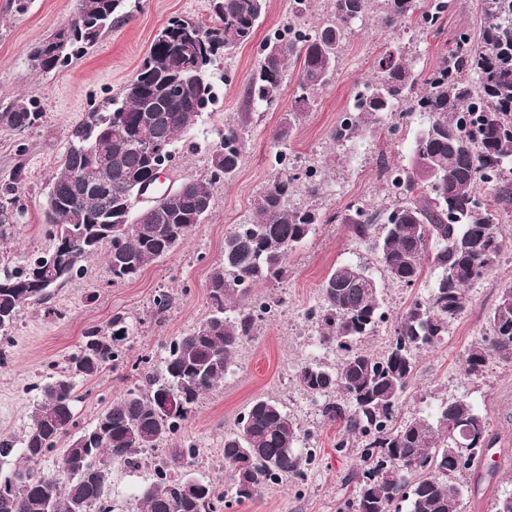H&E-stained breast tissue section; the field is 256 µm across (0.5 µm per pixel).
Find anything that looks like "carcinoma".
<instances>
[{"label":"carcinoma","mask_w":512,"mask_h":512,"mask_svg":"<svg viewBox=\"0 0 512 512\" xmlns=\"http://www.w3.org/2000/svg\"><path fill=\"white\" fill-rule=\"evenodd\" d=\"M210 2L208 23L169 20L153 39L147 64L109 107L89 113L73 131L49 179L52 204L45 218L55 248L74 240L81 247L59 253L58 271L49 266V253L0 271V339L9 335L22 308L42 303L52 288L76 278L88 259L104 255L111 283L131 282L209 216L219 188L211 178L187 179L143 208L133 203V191L152 178L155 166L172 158L176 140L213 105L218 61L252 38L264 7L263 0ZM383 2L385 25L414 17L422 29L435 31L454 0ZM368 3L332 0L330 18L316 29L290 27L267 40L247 98L264 106L277 102L295 64L296 96L274 133L275 166L256 198L254 218L224 238L222 260L210 273V316L173 340L162 370L146 376L143 387L114 399L73 438L56 469L45 471L40 462L76 427L75 380L117 365L133 326L117 313L106 326L87 330L62 374L41 386L20 448L9 437L0 439L1 459L20 452V461L0 473V512H112L105 494L111 466L129 464L142 450L174 438L200 396L224 380L241 344L256 335L262 316L261 308L248 301L252 288L284 279L288 253L316 225L337 220L371 242L385 275L401 286L418 284L426 264L437 270L428 298L414 300L396 317L394 337L379 355L361 347L385 317L377 280L365 267L343 263L322 283L319 329L339 360L333 367L306 364L295 381L306 394L326 399L322 414L340 427L336 452L358 451L360 468L347 478L354 495L342 512H463L470 476L494 475L498 464L486 461L493 444L489 422L471 401H443L427 418L401 419L399 407L413 381L417 355L448 336L449 322L469 307L468 286L496 266L504 247L498 216L512 213V0H492V13L483 14L479 31L457 32L448 53L423 79L404 46L382 55L377 76L356 93L348 114L332 130V141L342 146L371 136L389 117L422 112L428 121L414 136L407 162L388 168L397 189L393 204L380 213L357 207L324 220L312 208L288 206L297 176L284 164L287 138L329 84L342 44ZM122 9L123 0H79L85 27L56 55L44 40L30 60L43 71L65 65L111 28ZM188 26L197 27L200 49L211 61L201 79L183 84V74L195 65V52L183 41ZM43 118L32 100L0 110V125L20 132L37 130ZM90 145L96 155L112 156L111 184L105 189L72 180L74 173L91 168ZM243 150L241 128L224 126L211 145L210 167H224V181H229ZM25 180L19 162L0 186V242L19 223L14 205ZM488 196L493 207L477 205ZM136 218L138 231H119ZM380 220L383 230L377 236ZM492 362L512 364V287L501 291L485 335L468 349L465 373L478 379ZM336 392L340 399L328 400ZM303 438L301 424L278 401L257 398L238 430L224 437L226 484L201 480L198 492L179 493L178 469L191 463L196 450L173 448L138 498L136 512H218L226 499L249 500L274 477H302V464L310 462L296 451ZM460 454L468 459L464 469L455 465ZM409 458L419 459L417 468H403Z\"/></svg>","instance_id":"carcinoma-1"}]
</instances>
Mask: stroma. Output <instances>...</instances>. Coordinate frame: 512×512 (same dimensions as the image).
<instances>
[{"instance_id":"stroma-1","label":"stroma","mask_w":512,"mask_h":512,"mask_svg":"<svg viewBox=\"0 0 512 512\" xmlns=\"http://www.w3.org/2000/svg\"><path fill=\"white\" fill-rule=\"evenodd\" d=\"M78 5V0H33L20 15L10 0H0V107L22 97L37 101L44 112L42 127L29 134L0 126V183L9 179L16 163H24L27 171L24 214L4 250L15 267L55 246L44 222L43 199L73 129L87 112L104 108L119 93L168 19L180 16L204 22L210 14L209 0H125L111 31L86 52L49 72L31 70L29 50L76 13ZM328 11V0H312L310 10L300 16L291 12L290 0H266L252 39L222 58L218 101L202 114L191 134L175 144L160 187L167 190L187 178L209 177L208 145L225 124L240 126L246 150L236 175L215 194L207 220L194 225L183 244L147 267L136 280L118 285L109 284L102 258L89 259L80 278L56 288L46 303L20 312L9 340L0 343L5 353L0 363V438H22L39 398L37 384L63 369L89 328L104 326L112 315L122 313L129 317L134 333L124 343L116 368L77 382L74 413L81 427L89 425L117 395L142 385L145 375L159 371L170 342L208 317L210 273L222 257L225 235L253 217L254 201L271 174L272 136L293 102L297 70L289 68L274 108L248 107L247 83L269 36L289 25L316 29ZM480 24L475 0H459L438 32L423 30L412 19L387 27L374 10L356 23L333 80L317 94L312 109L288 138L295 169L319 171L315 184L299 182L291 204L323 214H341L352 206L370 211L388 206L385 168L406 161L408 145L424 126L425 115L412 113L396 132L383 128L342 147L331 140L332 130L356 88L373 77L378 60L390 46L405 45L417 73L424 76L447 53L457 31L476 30ZM500 223L506 245L499 262L470 286L469 308L449 323L445 340L419 354L413 382L400 407L402 416L425 417L440 401L465 397L487 414L501 466L494 477L472 481L463 512H494L495 502L512 493V364H491L476 381L469 380L464 371L468 348L483 335L502 288L512 284V217L501 218ZM341 263L366 267L380 283L387 319L363 343L371 352L388 346L396 316L413 298L428 297L436 277L427 270L415 288L400 286L385 276L369 242L352 234L347 225L335 223L317 225L289 253L286 279L257 287L258 295L283 300V307L276 317L262 323L257 336L242 344L234 366L222 382L200 397L171 445L200 447L191 467L194 476L226 483L224 437L237 430L238 420L254 399L267 397L281 402L300 422L307 434L306 445L315 449L316 456L304 479L262 486L252 499L223 512H339L352 495L346 474L354 462L336 453L337 425L323 417L318 400L302 392L294 380L304 363L332 366L337 361L334 350L322 344L318 324L309 313L321 306V284ZM163 291L171 302L161 310L154 299ZM153 480L147 462L113 466L109 500L114 512H135L137 497Z\"/></svg>"}]
</instances>
